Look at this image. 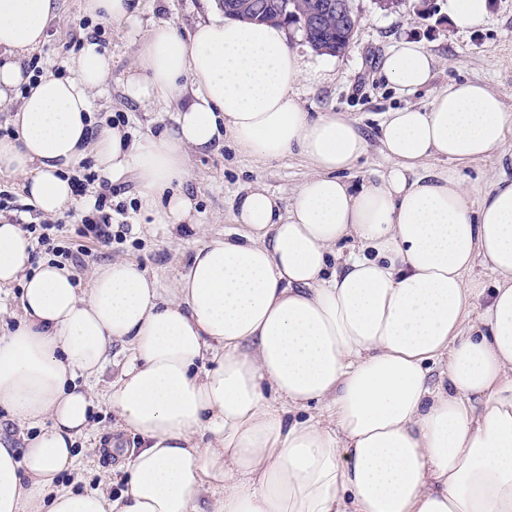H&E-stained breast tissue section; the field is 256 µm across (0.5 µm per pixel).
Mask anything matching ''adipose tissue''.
Here are the masks:
<instances>
[{"instance_id":"adipose-tissue-1","label":"adipose tissue","mask_w":512,"mask_h":512,"mask_svg":"<svg viewBox=\"0 0 512 512\" xmlns=\"http://www.w3.org/2000/svg\"><path fill=\"white\" fill-rule=\"evenodd\" d=\"M58 11V0H0V103L19 99L0 170L44 214L74 204L68 177L89 156L133 174L141 212L172 235L199 225L189 152L227 141L265 160L294 151L314 174L285 207L263 189L242 195L235 229L195 247L166 299L132 261L81 291L0 223V286L22 287L0 334V407L31 432L24 449L0 443V512H512V180L474 203L455 173L413 174L431 156L498 151L512 127L501 97L456 82L384 113L391 166L356 188L343 175L366 139L347 117L304 112L286 27L212 17L185 39L153 26L123 93L180 106L138 141L96 126L92 96L112 71L97 44L67 76L24 75ZM381 70L411 93L430 84L434 59L402 40ZM350 239L360 251L341 256ZM479 256L492 288L469 277ZM116 342L133 358L112 406L137 445L110 499L62 477L93 413L85 380L103 375ZM314 404L324 415L305 416Z\"/></svg>"}]
</instances>
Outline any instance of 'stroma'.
I'll return each instance as SVG.
<instances>
[{
  "label": "stroma",
  "mask_w": 512,
  "mask_h": 512,
  "mask_svg": "<svg viewBox=\"0 0 512 512\" xmlns=\"http://www.w3.org/2000/svg\"><path fill=\"white\" fill-rule=\"evenodd\" d=\"M60 16L47 28L40 49L46 72H53L61 59L77 56L91 36L104 40L112 57V75L103 92L94 101V117L105 121L118 117L131 136L149 137L170 125L174 105L162 102L139 105L128 101L121 82L135 61L142 42L153 25L174 23L181 32H189L213 10L214 0H139V31L108 20L90 19L83 11L84 0H59ZM357 27L348 50L328 56L315 52L296 29H289V43L297 49L305 76L294 92L305 111L312 114L342 112L357 119L366 134L369 147L356 167L348 172L351 184L378 180L389 167L376 128L384 112L408 105L426 104L435 88L453 81H477L502 95L512 112V0H490L484 22L470 30L453 28L446 16L445 0H433L431 10H423L420 0H405L400 9L386 12L376 0H350ZM421 42L435 57L431 85L414 93H398L385 80L381 62L399 40ZM512 154V131L508 132L501 154L455 165L432 158L429 171L456 170L468 185H489L497 178H512V164L502 154ZM308 160L291 153L270 162H260L225 145L217 153L194 156L189 162V181L197 201L201 232L170 236L160 224L146 223L138 200L139 186L131 176L112 182V203L122 211L112 217V247L98 250L89 267L76 272L81 286H88L95 268L119 260L138 263L159 288L172 287L175 278L193 249L203 241L234 228V202L248 187L259 185L289 201L311 175ZM132 357L127 345L113 344L110 364L104 375L92 382L93 414L85 437L77 444L73 477L80 488L103 491L115 497L123 489L121 467L124 451L132 447L131 435L114 432L116 421L110 399L112 384Z\"/></svg>",
  "instance_id": "1"
}]
</instances>
